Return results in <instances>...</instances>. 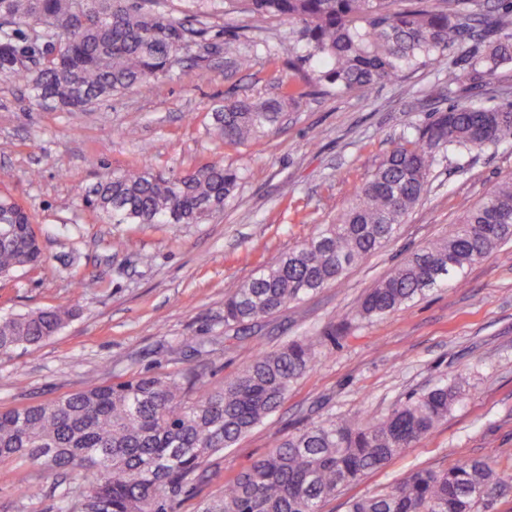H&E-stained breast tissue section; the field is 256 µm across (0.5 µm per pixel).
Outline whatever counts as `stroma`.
<instances>
[{
    "instance_id": "obj_1",
    "label": "stroma",
    "mask_w": 512,
    "mask_h": 512,
    "mask_svg": "<svg viewBox=\"0 0 512 512\" xmlns=\"http://www.w3.org/2000/svg\"><path fill=\"white\" fill-rule=\"evenodd\" d=\"M194 37L170 76L83 112L31 104L23 82L0 80V193L33 217L49 265L0 280V317L48 307L76 315L39 347L0 354V410L48 402L92 385L146 372L191 369L217 384L260 351L310 339L315 364L281 406L236 445L209 459L166 512H199L227 480L280 439L325 420L376 421L414 392L461 378L463 399L446 421L385 467L327 499L386 491L417 468L479 459L512 471V242L447 284L382 317H358L361 298L410 252L446 235L461 202L476 204L512 176V141L439 158L426 194L396 240L352 265L343 278L264 320L225 327L224 293L246 282L320 224L333 223L382 159L432 113L459 101L492 107L512 96V70L475 92L447 85L441 61L405 71L369 92H310L258 140L227 144L213 108L264 98L281 83L302 85L310 64L290 52L292 24L254 18L231 0L193 13L188 0H150ZM235 35L254 62L230 70L224 39ZM221 162L244 178L222 213L201 224H115L87 208L89 190L131 164L186 172ZM0 463V512H60L59 492L84 484L73 471Z\"/></svg>"
}]
</instances>
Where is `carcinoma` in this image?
<instances>
[{"label": "carcinoma", "instance_id": "cac0c4a2", "mask_svg": "<svg viewBox=\"0 0 512 512\" xmlns=\"http://www.w3.org/2000/svg\"><path fill=\"white\" fill-rule=\"evenodd\" d=\"M253 14L291 24V51L314 61L309 81L338 90L373 89L407 68L447 59L462 63L448 82L469 92L512 65V0H438L394 9V0H239ZM0 77L25 82L37 106L82 112L171 72L188 46L173 18L140 0H0ZM34 26L22 38L21 31ZM62 39L61 58L44 61ZM224 57L247 69L253 57L232 37ZM304 92L288 84L274 96L227 100L212 113L216 135L245 143L273 129ZM512 140V100L493 107L458 102L434 113L396 146L333 224L281 254L224 296V326L266 318L341 279L353 264L396 238L427 191L441 154L481 150ZM243 172L220 162L188 173L130 169L99 182L89 206L114 224H201L224 207ZM512 241V176L466 208L448 235L412 252L361 299L362 318L385 315ZM46 262L28 211L0 194V277ZM70 308L0 318V353L58 334ZM315 362L309 340L259 352L213 385L190 370L145 372L45 403L0 411V462H37L49 470L82 469L86 484L65 491L67 512H164L211 457L233 446L284 402ZM462 397V384L413 393L374 423L326 421L277 442L224 484L201 512H319L321 503L385 466L425 437ZM512 484L480 460L418 469L378 495L349 502L348 512H478L490 490Z\"/></svg>", "mask_w": 512, "mask_h": 512}]
</instances>
